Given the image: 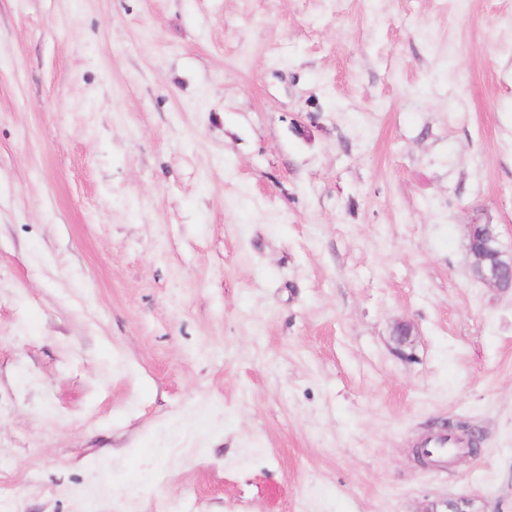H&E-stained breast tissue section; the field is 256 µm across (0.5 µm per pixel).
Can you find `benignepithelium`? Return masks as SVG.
I'll return each instance as SVG.
<instances>
[{
	"mask_svg": "<svg viewBox=\"0 0 512 512\" xmlns=\"http://www.w3.org/2000/svg\"><path fill=\"white\" fill-rule=\"evenodd\" d=\"M469 249L474 257L473 273L476 278L498 291H512V259H503L502 249L497 228L493 224L470 225ZM411 326L400 323L396 326L393 341L396 350L404 352L411 344ZM474 500L447 498L431 503L425 512H476Z\"/></svg>",
	"mask_w": 512,
	"mask_h": 512,
	"instance_id": "obj_1",
	"label": "benign epithelium"
}]
</instances>
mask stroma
Masks as SVG:
<instances>
[{"instance_id":"1","label":"stroma","mask_w":512,"mask_h":512,"mask_svg":"<svg viewBox=\"0 0 512 512\" xmlns=\"http://www.w3.org/2000/svg\"><path fill=\"white\" fill-rule=\"evenodd\" d=\"M473 224L512 0H0V512H512ZM465 444L462 440H450L446 439V436L444 434H440L433 438L422 437L420 438L415 446L416 448V455L418 459H423L426 463H432L434 461L430 460L429 458L431 455L424 453L423 448H444L442 453L435 455L438 457L446 458L448 455V449L451 448H463L462 446Z\"/></svg>"}]
</instances>
